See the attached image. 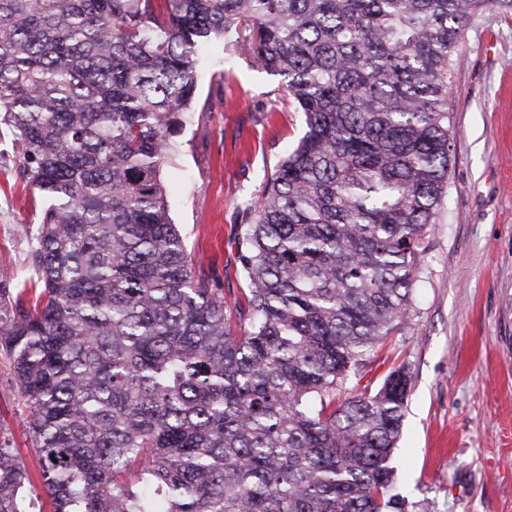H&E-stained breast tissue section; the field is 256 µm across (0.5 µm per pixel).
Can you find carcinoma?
I'll list each match as a JSON object with an SVG mask.
<instances>
[{
    "label": "carcinoma",
    "mask_w": 512,
    "mask_h": 512,
    "mask_svg": "<svg viewBox=\"0 0 512 512\" xmlns=\"http://www.w3.org/2000/svg\"><path fill=\"white\" fill-rule=\"evenodd\" d=\"M486 10L512 0H0V127L41 210L0 351L52 512H409L410 372L336 392L409 318ZM231 32L307 126L234 240L239 333L161 181L197 50ZM32 492L1 442L0 512Z\"/></svg>",
    "instance_id": "carcinoma-1"
}]
</instances>
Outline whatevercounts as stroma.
<instances>
[{
    "label": "stroma",
    "instance_id": "35a3bbf8",
    "mask_svg": "<svg viewBox=\"0 0 512 512\" xmlns=\"http://www.w3.org/2000/svg\"><path fill=\"white\" fill-rule=\"evenodd\" d=\"M448 90L452 161L407 325L379 347L380 384L412 392L392 457L412 512H512V18L467 29ZM196 98L162 173L169 215L227 304L248 285L232 241L245 204L306 131L278 77L225 40L200 50ZM20 149L0 138V316L27 274L39 211ZM28 413L0 355V441L38 473Z\"/></svg>",
    "mask_w": 512,
    "mask_h": 512
}]
</instances>
